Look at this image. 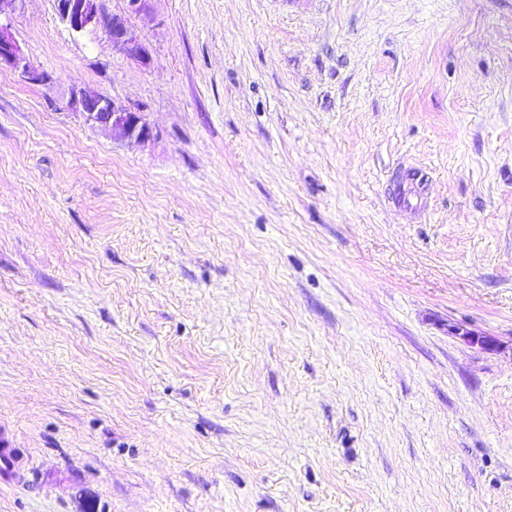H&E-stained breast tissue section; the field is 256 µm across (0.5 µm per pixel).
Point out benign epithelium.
<instances>
[{
	"label": "benign epithelium",
	"mask_w": 512,
	"mask_h": 512,
	"mask_svg": "<svg viewBox=\"0 0 512 512\" xmlns=\"http://www.w3.org/2000/svg\"><path fill=\"white\" fill-rule=\"evenodd\" d=\"M23 0H0V70L7 69L27 84L47 89L54 86L53 76L31 63L12 32V15ZM105 0H56L59 20L72 32H99L112 43V48L143 67L152 59L138 30L129 16L149 17L150 0H126L125 11L108 13ZM69 111L79 115L85 124L102 127L120 138L144 143L157 136L142 109L125 105L113 98L93 94L79 88L70 91L66 102Z\"/></svg>",
	"instance_id": "7a95c632"
}]
</instances>
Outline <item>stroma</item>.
Returning a JSON list of instances; mask_svg holds the SVG:
<instances>
[{"instance_id":"1","label":"stroma","mask_w":512,"mask_h":512,"mask_svg":"<svg viewBox=\"0 0 512 512\" xmlns=\"http://www.w3.org/2000/svg\"><path fill=\"white\" fill-rule=\"evenodd\" d=\"M131 23L150 68L15 13L57 84L0 70V512H512V0ZM66 107L78 114L85 124L108 129L112 136L139 143L153 140L157 136L141 108L125 105L101 94L72 88Z\"/></svg>"}]
</instances>
